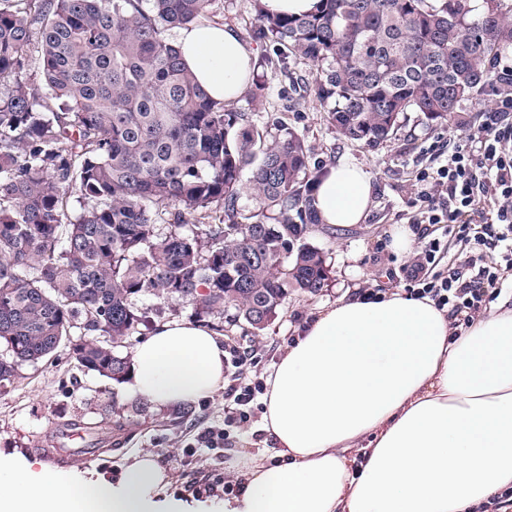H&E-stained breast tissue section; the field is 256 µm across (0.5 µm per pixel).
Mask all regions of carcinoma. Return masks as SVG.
Here are the masks:
<instances>
[{"label":"carcinoma","instance_id":"cac0c4a2","mask_svg":"<svg viewBox=\"0 0 512 512\" xmlns=\"http://www.w3.org/2000/svg\"><path fill=\"white\" fill-rule=\"evenodd\" d=\"M151 6L144 7V2ZM213 0H0V384L83 330L123 342L146 319L142 297L197 315L226 308L262 331L298 288L324 287L312 192L321 169L277 124L271 138L212 99L166 31ZM318 0L301 16L259 12L284 74L306 85L345 137L392 138L410 112L455 120L512 45L504 0ZM40 66L30 64L32 42ZM271 222L245 221L244 170ZM83 201L68 218L71 195ZM207 216L213 224L197 223ZM112 380L128 360L74 345Z\"/></svg>","mask_w":512,"mask_h":512}]
</instances>
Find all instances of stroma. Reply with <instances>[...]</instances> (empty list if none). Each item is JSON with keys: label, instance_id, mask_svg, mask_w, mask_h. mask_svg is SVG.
Returning <instances> with one entry per match:
<instances>
[{"label": "stroma", "instance_id": "1", "mask_svg": "<svg viewBox=\"0 0 512 512\" xmlns=\"http://www.w3.org/2000/svg\"><path fill=\"white\" fill-rule=\"evenodd\" d=\"M258 3L215 0L207 19L235 32L259 58L271 54L272 49L254 35ZM255 82L258 92L244 93L230 103V111L243 113L246 123L263 131L271 130L273 123L285 122L305 142L311 163L324 168L341 161L361 165L373 185L367 218L345 228L321 226L312 233L311 242L325 256V286L316 295L289 289L277 317L265 330L255 331L245 321L234 319L229 310L199 320L189 304L173 300L159 305L146 297L139 305L151 308V318L118 346L120 355L133 356L161 323L196 319L221 343L256 347L262 360L250 369L248 378L263 379L295 340L298 328L321 308L346 294L403 290L405 269L426 240L410 234L406 249L392 245L394 236L409 227L416 176L427 165L435 145L459 140L476 129L483 112L495 104L492 88L487 85L475 100L462 104L454 123L436 124L411 112L392 139L369 146L340 135L329 123L324 105L311 94L295 93L280 73L257 69ZM83 339L82 330H73L70 340L62 342L53 354L38 363L23 364L10 384L0 386L1 455L41 469L44 461L40 449L59 447L56 429L75 422L86 440L103 443L106 452L103 458L92 461L69 458L65 470L83 478L106 475L115 479L133 456L150 452L168 477L163 497H197L200 486L212 482L214 473L219 472L224 476V487L214 494L217 503L223 502L225 492L234 490L245 455L273 457V444L261 430V419L240 427L225 426L223 392L190 405L155 408L126 394L122 383L79 367L72 346ZM205 426L226 427L223 458L214 459L212 452L204 449L191 465H184L185 446Z\"/></svg>", "mask_w": 512, "mask_h": 512}]
</instances>
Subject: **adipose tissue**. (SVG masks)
Listing matches in <instances>:
<instances>
[{"label": "adipose tissue", "instance_id": "ef3b65f1", "mask_svg": "<svg viewBox=\"0 0 512 512\" xmlns=\"http://www.w3.org/2000/svg\"><path fill=\"white\" fill-rule=\"evenodd\" d=\"M175 46L214 99L249 87L254 54L232 30L202 20ZM314 197L321 224H359L372 182L343 161ZM224 356L207 328L163 323L124 389L161 408L193 402L223 388ZM266 385L278 462L252 456L222 512H474L512 487V299L457 336L427 298H340L299 328ZM166 483L149 453L115 483L0 459V512H180L154 496Z\"/></svg>", "mask_w": 512, "mask_h": 512}]
</instances>
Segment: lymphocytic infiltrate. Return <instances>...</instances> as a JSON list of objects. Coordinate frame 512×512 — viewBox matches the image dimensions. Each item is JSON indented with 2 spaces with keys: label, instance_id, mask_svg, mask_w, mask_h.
<instances>
[{
  "label": "lymphocytic infiltrate",
  "instance_id": "lymphocytic-infiltrate-1",
  "mask_svg": "<svg viewBox=\"0 0 512 512\" xmlns=\"http://www.w3.org/2000/svg\"><path fill=\"white\" fill-rule=\"evenodd\" d=\"M494 94V108L474 133L423 169L422 188L411 202L415 223L446 225L449 236L470 249L463 266L443 270L441 242L429 240L410 266L405 290L407 297L430 299L447 311L460 334L485 306L502 269H512V79L503 78ZM479 204L493 211L495 223L471 226L466 215ZM230 355L234 371L224 391V420L245 424L263 384L243 380L245 369L256 364L255 350L234 349Z\"/></svg>",
  "mask_w": 512,
  "mask_h": 512
}]
</instances>
